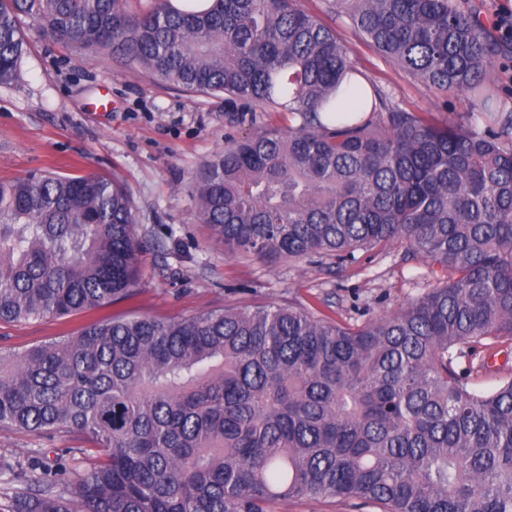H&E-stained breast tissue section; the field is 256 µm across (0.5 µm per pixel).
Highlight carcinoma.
I'll list each match as a JSON object with an SVG mask.
<instances>
[{
    "instance_id": "obj_1",
    "label": "carcinoma",
    "mask_w": 512,
    "mask_h": 512,
    "mask_svg": "<svg viewBox=\"0 0 512 512\" xmlns=\"http://www.w3.org/2000/svg\"><path fill=\"white\" fill-rule=\"evenodd\" d=\"M425 86L465 94L438 122L350 60L296 0H0V84L21 17L110 50L190 93L287 112L224 146L196 185L238 258L395 245L436 280L399 310L342 326L294 306L86 325L0 351V432L70 433L93 459L62 486L41 457L0 456L27 485L8 512H268L293 496L381 512H512V375L473 389L457 360L512 347V111L496 51L460 0H331ZM140 242L124 186L52 172L0 181V323L65 317L134 291Z\"/></svg>"
}]
</instances>
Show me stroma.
Returning <instances> with one entry per match:
<instances>
[{
  "label": "stroma",
  "mask_w": 512,
  "mask_h": 512,
  "mask_svg": "<svg viewBox=\"0 0 512 512\" xmlns=\"http://www.w3.org/2000/svg\"><path fill=\"white\" fill-rule=\"evenodd\" d=\"M476 5L498 47L495 78L512 91V40L501 21L512 0H461ZM346 46L357 67L400 107L444 119L467 111L458 92L441 96L379 54L325 0H298ZM25 44L12 83L0 85V180L44 170L64 176L118 178L137 208L145 248L134 294L67 318L0 323V348L21 351L107 318L150 315L183 319L225 307L293 305L341 324H361L394 312L433 285L427 268L405 263L402 248L356 251L355 262L331 259H240L203 224L195 184L225 143L262 128L286 129L285 112H229L223 96L197 95L161 82L138 64L108 52H80L56 43L24 18ZM76 436L0 434V455L31 448L81 447ZM269 512H378L343 498L293 497L272 501Z\"/></svg>",
  "instance_id": "1"
}]
</instances>
